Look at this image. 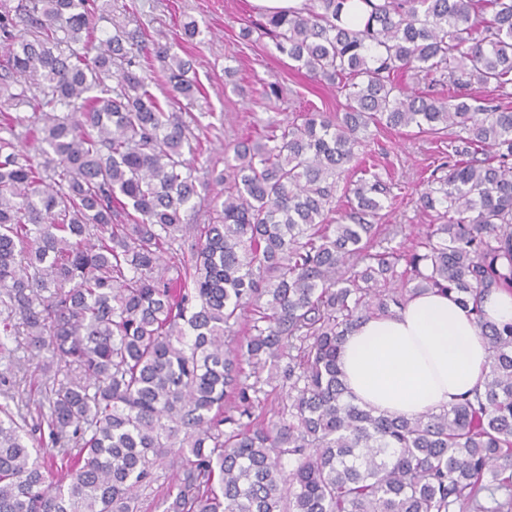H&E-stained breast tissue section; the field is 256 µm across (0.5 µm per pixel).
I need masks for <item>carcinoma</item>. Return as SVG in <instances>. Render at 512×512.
<instances>
[{"label": "carcinoma", "mask_w": 512, "mask_h": 512, "mask_svg": "<svg viewBox=\"0 0 512 512\" xmlns=\"http://www.w3.org/2000/svg\"><path fill=\"white\" fill-rule=\"evenodd\" d=\"M90 2L0 0V90L32 108L1 112L0 130L27 128L40 156L0 137V325L65 377L44 386L32 425L3 393L0 512H136L164 459L179 469L166 512L512 509L478 504L512 490V322L481 306L512 290V0H363L357 28L346 0L262 16L275 50L346 104L269 120L225 150L215 224L183 222L194 134L174 105L198 91L190 62L122 28L91 46ZM409 71L452 95L409 91ZM410 127L448 136V170L420 192L432 223L418 241L385 246L374 230L392 182L359 156L372 129ZM433 289L476 317L491 353L482 387L411 417L353 403L346 336ZM246 318L247 336L225 343ZM283 359L288 404L260 421L244 366ZM36 431L51 447L28 445Z\"/></svg>", "instance_id": "1"}]
</instances>
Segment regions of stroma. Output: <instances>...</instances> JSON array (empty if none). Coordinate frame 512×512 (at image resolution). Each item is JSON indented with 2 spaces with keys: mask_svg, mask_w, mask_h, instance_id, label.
<instances>
[{
  "mask_svg": "<svg viewBox=\"0 0 512 512\" xmlns=\"http://www.w3.org/2000/svg\"><path fill=\"white\" fill-rule=\"evenodd\" d=\"M98 37L114 31L117 22L163 33L172 41L174 53L189 60L200 95L182 100L183 118L190 123L199 142L192 164L198 194L185 214L189 224L209 223L217 195L223 185L217 178L224 170V147L243 134L261 129L275 114L300 112L316 107L324 112L341 111L343 93L335 87L310 80L305 73L290 69L272 41L259 33L242 38L243 27L257 14L251 0H97ZM195 20L200 33L196 39L180 38L182 22ZM274 85L279 97L263 95ZM379 169L394 176L391 194L384 202L386 224L404 233H417L427 220L417 206L423 179L447 162V147L436 138L407 129L380 130L367 148ZM41 371L31 359L26 336L0 338V379L18 403L37 402L31 382ZM154 480L137 500V512H166L177 492L176 469L170 465L154 468Z\"/></svg>",
  "mask_w": 512,
  "mask_h": 512,
  "instance_id": "35a3bbf8",
  "label": "stroma"
}]
</instances>
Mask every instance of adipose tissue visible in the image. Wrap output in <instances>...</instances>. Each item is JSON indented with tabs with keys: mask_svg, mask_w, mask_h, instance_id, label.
Wrapping results in <instances>:
<instances>
[{
	"mask_svg": "<svg viewBox=\"0 0 512 512\" xmlns=\"http://www.w3.org/2000/svg\"><path fill=\"white\" fill-rule=\"evenodd\" d=\"M490 353L474 315L453 295L429 291L392 316L362 323L340 356L357 403L387 415L450 407L479 387Z\"/></svg>",
	"mask_w": 512,
	"mask_h": 512,
	"instance_id": "ef3b65f1",
	"label": "adipose tissue"
}]
</instances>
